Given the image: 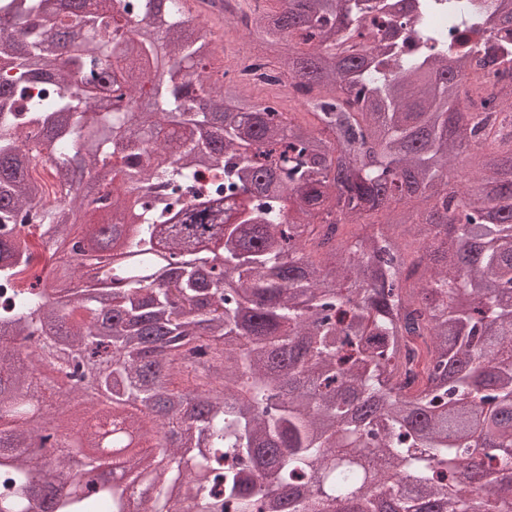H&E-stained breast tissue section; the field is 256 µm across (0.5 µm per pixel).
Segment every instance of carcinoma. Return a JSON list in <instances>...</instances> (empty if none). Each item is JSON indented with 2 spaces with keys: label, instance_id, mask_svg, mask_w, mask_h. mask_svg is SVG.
<instances>
[{
  "label": "carcinoma",
  "instance_id": "obj_1",
  "mask_svg": "<svg viewBox=\"0 0 512 512\" xmlns=\"http://www.w3.org/2000/svg\"><path fill=\"white\" fill-rule=\"evenodd\" d=\"M188 0H0V226L36 211L63 272L0 241V512H38L34 478L67 466L11 446L33 359L57 337L88 363L98 331L111 398L75 424L122 417L167 449L128 479H72L51 512H512V0H279L252 27L309 116L203 79L212 33ZM439 9L459 23L431 25ZM39 93L31 95L29 88ZM114 99L112 108L98 105ZM473 155L471 181L454 162ZM48 165L50 197L30 177ZM216 171L207 192L197 168ZM90 180L103 186L83 194ZM422 195L423 211L401 208ZM381 213L385 223L374 221ZM90 258L133 274L105 308L60 261L76 226ZM75 391L37 400L68 424Z\"/></svg>",
  "mask_w": 512,
  "mask_h": 512
}]
</instances>
